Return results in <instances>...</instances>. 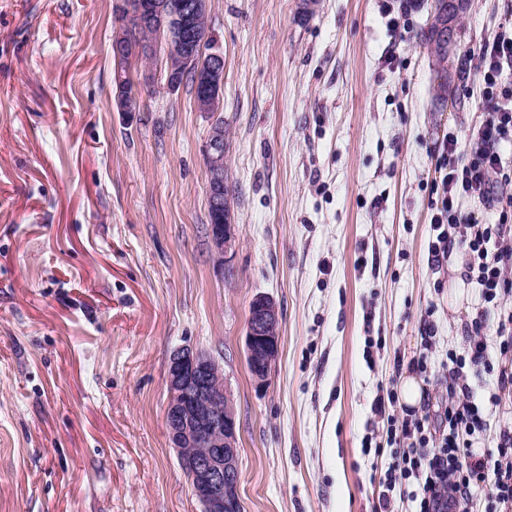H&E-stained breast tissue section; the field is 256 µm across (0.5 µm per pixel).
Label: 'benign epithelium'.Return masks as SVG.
<instances>
[{
  "mask_svg": "<svg viewBox=\"0 0 512 512\" xmlns=\"http://www.w3.org/2000/svg\"><path fill=\"white\" fill-rule=\"evenodd\" d=\"M117 11L137 18L141 26L157 30L172 56L197 40L207 45L209 64L197 78L208 93L198 99L203 111L218 103L209 90L224 83V50L210 26H194L197 18L210 12V0H174L166 10L147 6L142 0H116ZM114 101L119 112H142V98L128 91L121 69L114 74ZM208 196L221 214L224 202V126L213 125L206 146ZM208 233L218 252L231 244L229 224H211ZM280 349V315L276 303L258 294L249 304L245 350L252 378L263 386ZM168 403L165 421L179 462L189 479L202 512H240L239 448L236 412L224 385V370L208 351L178 347L168 361Z\"/></svg>",
  "mask_w": 512,
  "mask_h": 512,
  "instance_id": "1",
  "label": "benign epithelium"
}]
</instances>
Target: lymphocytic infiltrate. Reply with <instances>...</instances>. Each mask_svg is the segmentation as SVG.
I'll return each mask as SVG.
<instances>
[{"label":"lymphocytic infiltrate","mask_w":512,"mask_h":512,"mask_svg":"<svg viewBox=\"0 0 512 512\" xmlns=\"http://www.w3.org/2000/svg\"><path fill=\"white\" fill-rule=\"evenodd\" d=\"M482 80L484 119L466 142L448 134L435 142L439 179L431 203L432 262L461 257L463 278L476 284L481 300L464 326L462 350L448 359L452 376L434 410L398 409L395 388L373 405L386 415V443L395 459L380 478L385 512L392 494L406 497L413 512H469L477 489L489 488L484 512H512V427L501 428L494 450H486L488 405L512 388V86L503 69L512 67V31L486 38L476 55ZM493 209L498 220L478 221L462 199ZM495 378L496 393L477 398L473 382Z\"/></svg>","instance_id":"obj_1"}]
</instances>
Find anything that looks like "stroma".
I'll return each instance as SVG.
<instances>
[{
	"mask_svg": "<svg viewBox=\"0 0 512 512\" xmlns=\"http://www.w3.org/2000/svg\"><path fill=\"white\" fill-rule=\"evenodd\" d=\"M431 5L211 0L219 260L212 117L190 88L117 111L114 0H0V512H201L165 422L180 346L223 364L243 512H373L395 355L431 343L437 398L478 304L458 256L428 254L432 147L481 123L469 58L512 22V0H469L442 95ZM258 294L281 315L263 386L244 345ZM208 169V196L217 215H221L224 202V126L214 124L206 146ZM208 212V233L211 238L212 243L214 244L215 248L217 249L218 253H223L224 248H227L228 245L231 244V241L233 239V235L231 232V224H228V212H224V222L222 221V224H218L220 222L217 217H215L212 210L207 207Z\"/></svg>",
	"mask_w": 512,
	"mask_h": 512,
	"instance_id": "1",
	"label": "stroma"
}]
</instances>
